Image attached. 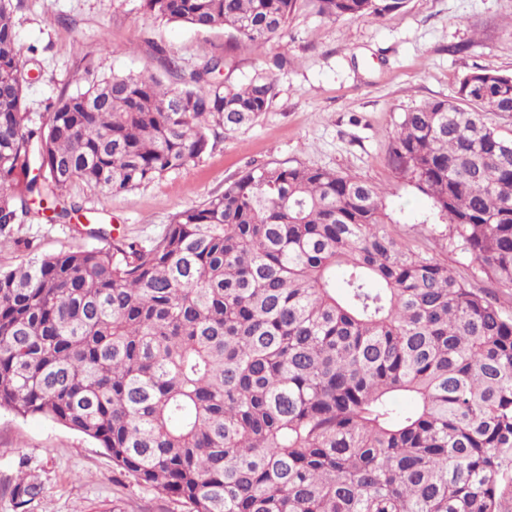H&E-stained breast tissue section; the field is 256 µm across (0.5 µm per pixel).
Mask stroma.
Returning <instances> with one entry per match:
<instances>
[{
	"label": "stroma",
	"mask_w": 512,
	"mask_h": 512,
	"mask_svg": "<svg viewBox=\"0 0 512 512\" xmlns=\"http://www.w3.org/2000/svg\"><path fill=\"white\" fill-rule=\"evenodd\" d=\"M19 44L32 60L25 85L34 122L59 94L85 90L113 74L166 79L156 47L184 70L226 54L233 80L257 73L277 95L254 125L221 133L194 162L122 194L73 184L72 202L113 236L141 245L159 238L173 216L251 168L303 164L355 175L384 190L388 230L447 263L472 288L496 295L512 316V293L481 272L450 235L431 199L389 162L404 112L455 94L477 69L512 75V0H404L383 17L324 19L313 0H298L288 34L255 52L234 47L230 31L197 30L147 13L141 0H20L13 15ZM97 238L42 215L20 216L0 234V268L60 252L100 247ZM31 475L39 495L16 507L11 490ZM0 512H189L186 504L138 484L83 434L39 416L0 410Z\"/></svg>",
	"instance_id": "obj_1"
}]
</instances>
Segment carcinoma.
<instances>
[{
	"label": "carcinoma",
	"mask_w": 512,
	"mask_h": 512,
	"mask_svg": "<svg viewBox=\"0 0 512 512\" xmlns=\"http://www.w3.org/2000/svg\"><path fill=\"white\" fill-rule=\"evenodd\" d=\"M298 0H143L154 17L230 29L256 51ZM328 19L402 0H314ZM0 0V231L69 220L81 182L130 191L186 166L210 133L276 96L224 55L173 81L112 74L23 106L30 58ZM512 76L465 75L404 113L389 157L486 276L512 288ZM383 190L306 165L248 170L174 215L148 246L59 253L0 270V409L97 442L189 512H512V317L387 230ZM412 406L404 408L399 399ZM35 481L11 491L17 505Z\"/></svg>",
	"instance_id": "1"
}]
</instances>
